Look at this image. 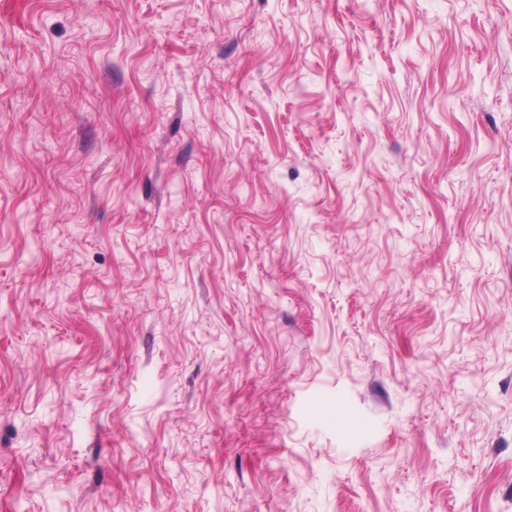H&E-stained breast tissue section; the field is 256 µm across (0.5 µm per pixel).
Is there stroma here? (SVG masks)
Instances as JSON below:
<instances>
[{
  "label": "stroma",
  "instance_id": "obj_1",
  "mask_svg": "<svg viewBox=\"0 0 512 512\" xmlns=\"http://www.w3.org/2000/svg\"><path fill=\"white\" fill-rule=\"evenodd\" d=\"M0 512H512V0H0Z\"/></svg>",
  "mask_w": 512,
  "mask_h": 512
}]
</instances>
